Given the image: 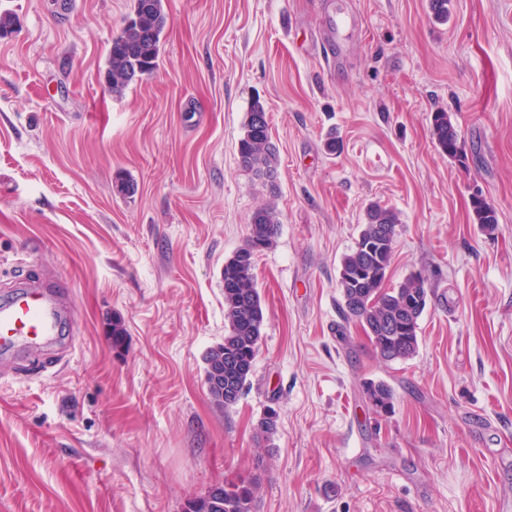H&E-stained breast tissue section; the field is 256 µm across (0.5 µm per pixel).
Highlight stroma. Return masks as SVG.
I'll list each match as a JSON object with an SVG mask.
<instances>
[{
    "mask_svg": "<svg viewBox=\"0 0 512 512\" xmlns=\"http://www.w3.org/2000/svg\"><path fill=\"white\" fill-rule=\"evenodd\" d=\"M164 8L157 70L113 94L130 0H0L18 19L0 39V297L32 269L71 311L53 344L0 354V512H185L247 477L254 512H512V0H449L444 21L429 0ZM257 100L271 187L237 151ZM440 109L466 165L436 144ZM375 201L399 217L387 286L419 272L430 288L406 360L382 361L342 311L340 263ZM265 204L280 224L254 259L263 336L222 409L204 378L220 275ZM369 380L392 387L391 413ZM473 214L476 224H481L486 230H493L498 224L495 207L481 196L472 198ZM365 392L370 406L379 414H388L393 406V391L384 381H371Z\"/></svg>",
    "mask_w": 512,
    "mask_h": 512,
    "instance_id": "35a3bbf8",
    "label": "stroma"
}]
</instances>
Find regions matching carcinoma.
I'll return each instance as SVG.
<instances>
[{"mask_svg":"<svg viewBox=\"0 0 512 512\" xmlns=\"http://www.w3.org/2000/svg\"><path fill=\"white\" fill-rule=\"evenodd\" d=\"M168 23L163 0H132L131 15L121 32L112 38L107 53V73L111 90L122 92L132 84L131 76L150 75L158 67L162 33ZM431 122L440 150L448 158L465 162L459 134L445 111L432 114ZM242 167L257 178L274 183L277 151L271 142L264 105L255 101L244 123L238 142ZM475 223L487 230L498 224L495 207L481 196L472 198ZM397 213L377 202L366 209L355 247L340 265L338 288L343 312L348 320L359 322L376 354L384 361L405 360L419 348L418 320L429 296L426 279L412 274L393 288L384 287L393 254ZM280 224L271 205L257 208L250 219L246 242L224 263V342L207 353L206 363L224 361V394L209 393L219 408L236 404L243 394L260 349L265 313L256 287L253 269L257 252L272 245ZM365 392L370 406L388 414L393 391L383 381H371ZM277 413L266 414L258 424L259 437L268 441L276 432ZM258 487L252 480L224 486L220 496L204 495L189 501L186 512H252Z\"/></svg>","mask_w":512,"mask_h":512,"instance_id":"cac0c4a2","label":"carcinoma"}]
</instances>
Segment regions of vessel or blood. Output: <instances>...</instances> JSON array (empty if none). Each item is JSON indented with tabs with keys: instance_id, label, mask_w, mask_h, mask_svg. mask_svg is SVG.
I'll return each mask as SVG.
<instances>
[{
	"instance_id": "1",
	"label": "vessel or blood",
	"mask_w": 512,
	"mask_h": 512,
	"mask_svg": "<svg viewBox=\"0 0 512 512\" xmlns=\"http://www.w3.org/2000/svg\"><path fill=\"white\" fill-rule=\"evenodd\" d=\"M63 295L56 283L21 281L17 291L0 300V350L53 340L59 332Z\"/></svg>"
}]
</instances>
